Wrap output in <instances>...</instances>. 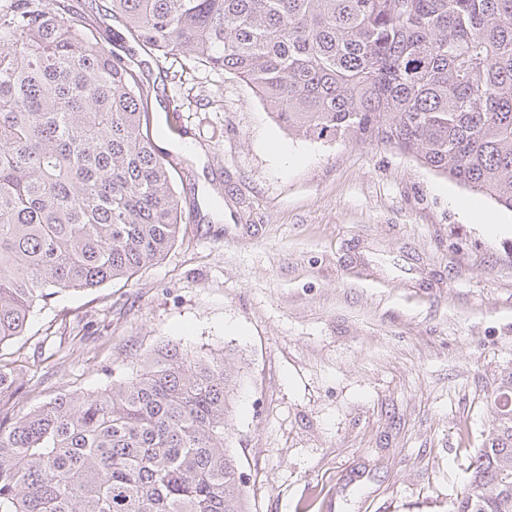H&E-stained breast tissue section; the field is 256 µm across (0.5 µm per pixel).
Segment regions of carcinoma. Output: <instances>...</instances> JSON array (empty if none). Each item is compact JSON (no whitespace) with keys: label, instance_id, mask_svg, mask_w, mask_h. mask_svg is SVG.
<instances>
[{"label":"carcinoma","instance_id":"obj_1","mask_svg":"<svg viewBox=\"0 0 512 512\" xmlns=\"http://www.w3.org/2000/svg\"><path fill=\"white\" fill-rule=\"evenodd\" d=\"M145 53L231 70L282 129L361 135L512 211V0H110ZM65 0L0 7V345L39 304L129 280L175 241L161 85ZM234 372L167 349L134 377L0 418V512H250ZM23 397L0 357V405ZM450 512H512V376Z\"/></svg>","mask_w":512,"mask_h":512}]
</instances>
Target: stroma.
Here are the masks:
<instances>
[{
    "mask_svg": "<svg viewBox=\"0 0 512 512\" xmlns=\"http://www.w3.org/2000/svg\"><path fill=\"white\" fill-rule=\"evenodd\" d=\"M143 61L181 74L152 110L192 203L128 283L34 310L0 416L222 353L251 512H449L512 375V212L391 145L287 133L233 73Z\"/></svg>",
    "mask_w": 512,
    "mask_h": 512,
    "instance_id": "stroma-1",
    "label": "stroma"
}]
</instances>
